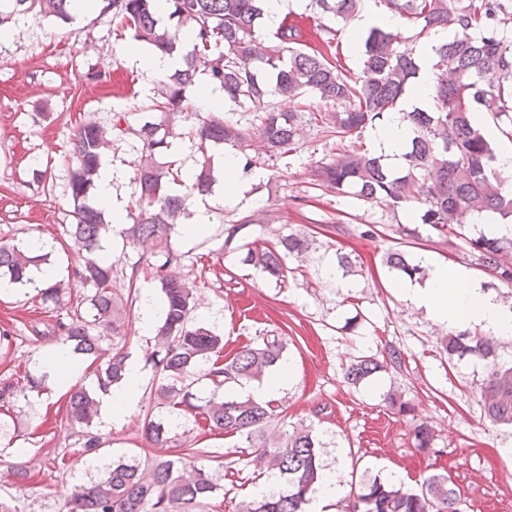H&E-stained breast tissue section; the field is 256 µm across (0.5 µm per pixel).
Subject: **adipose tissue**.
Returning a JSON list of instances; mask_svg holds the SVG:
<instances>
[{"label": "adipose tissue", "instance_id": "ef3b65f1", "mask_svg": "<svg viewBox=\"0 0 512 512\" xmlns=\"http://www.w3.org/2000/svg\"><path fill=\"white\" fill-rule=\"evenodd\" d=\"M451 30H443L422 42L418 57L422 72L419 81L407 92L401 111L392 113L384 125L371 132L378 151L387 156L389 164H396L411 131L402 118L403 112L425 108L431 100L432 65L435 43L451 37ZM424 279L408 280L401 290L416 307L433 318L458 327H478L489 336L512 335V308L498 302L484 292L482 283L467 270L445 263L427 261Z\"/></svg>", "mask_w": 512, "mask_h": 512}]
</instances>
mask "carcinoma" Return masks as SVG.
I'll return each instance as SVG.
<instances>
[{"label":"carcinoma","instance_id":"cac0c4a2","mask_svg":"<svg viewBox=\"0 0 512 512\" xmlns=\"http://www.w3.org/2000/svg\"><path fill=\"white\" fill-rule=\"evenodd\" d=\"M362 0H314L315 8L338 21L358 12ZM388 12L411 26L413 34L373 27L358 37L360 67L347 74L323 50L309 47L316 38L332 47L336 30L323 25L308 31L302 21L309 16L283 18L256 48V34L263 28L262 0H169V17L175 29L161 27L155 0H107L113 13L132 31V39L163 53L180 52L183 67L166 77L165 89L149 107V117L131 124L123 113L113 114L112 137L95 123L78 128L72 142L74 164L70 171L72 209L62 225L81 253V262L66 268L67 275L41 289V301L57 303L64 291L81 286L90 290L76 307L56 318L39 336L60 337L77 355L97 361L104 350L99 331L114 325L118 306L112 293V265L102 255L101 239L108 225L94 200L101 158L127 144L138 154L133 177L132 204L127 209L124 237L154 259L149 269L165 297L162 321L155 329L152 363L158 373L159 404L173 411L202 415L208 429L239 438L252 454L264 459L285 480L274 489L240 506L239 512H307L316 492L321 469L320 442L306 426H294L271 440L265 427L273 416L271 402L232 391L263 377L283 358L285 343L278 337L247 344L231 358L224 356V338L192 320L193 289L182 279L183 254L172 233L187 216L184 190L201 195L213 192L214 151L229 147L245 159L244 170L256 161L248 150L255 138L268 152L283 158L296 150L300 123L322 126L338 139L337 156L311 171V181L329 191L348 193L392 210L420 205L419 221L453 247L464 240L476 265L506 283H512V234L496 236L483 231L474 237L463 232L457 217L463 212L491 214L502 224H512V186L499 179L497 154L476 121L483 112L496 120L502 136L512 139V0H377ZM71 0H0V26L17 15L71 19ZM454 28V36L433 46L434 93L427 109L404 113L412 137L397 167L355 141L362 130L381 123L397 110L419 73L415 49L410 44L438 31ZM192 36L183 46L182 36ZM224 92V99L247 105L253 120L241 124L222 115L198 117L189 107L186 92L197 74ZM278 96L299 105L311 96L341 108L339 112L282 111L270 102ZM191 143L200 158L185 184L181 167L166 160L173 140ZM242 262L281 277L285 258L299 257L307 240L288 235L274 245L245 244ZM46 255L30 246L0 240V282L26 286L35 282ZM386 265L412 278L422 266L407 261L402 251L390 252ZM448 358L468 354L491 362L483 389L488 419L512 427V366L498 361L493 343L467 331L448 333L441 341ZM127 355L115 352L94 369L97 387L108 390L126 380ZM403 353L391 348L379 360L363 356L345 371L346 382L360 386L387 368H400ZM208 381L211 397L205 404L193 391L189 378ZM44 379L27 375L24 384L5 383L0 400L19 392L41 393ZM96 393L74 386L65 406L67 420L81 428V452L90 455L103 441L93 432L98 416ZM146 438L156 445L171 442L164 424L153 417L143 421ZM415 447L426 451L435 440L434 430L419 424L413 429ZM217 491V484L202 469L187 468L179 460L119 463L94 483L75 486L67 512H192ZM461 493L446 473L423 478L418 489L378 478L362 484L343 512H459Z\"/></svg>","mask_w":512,"mask_h":512}]
</instances>
